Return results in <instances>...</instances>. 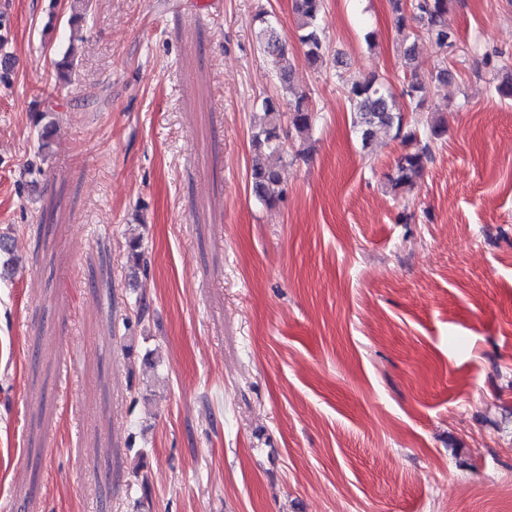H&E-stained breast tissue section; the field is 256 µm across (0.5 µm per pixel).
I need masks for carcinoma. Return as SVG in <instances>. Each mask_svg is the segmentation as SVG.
Segmentation results:
<instances>
[{
	"label": "carcinoma",
	"instance_id": "carcinoma-1",
	"mask_svg": "<svg viewBox=\"0 0 512 512\" xmlns=\"http://www.w3.org/2000/svg\"><path fill=\"white\" fill-rule=\"evenodd\" d=\"M451 0H391L397 31L402 36L403 66L410 72L404 94L414 109L424 104L432 86L446 83L451 76L448 69V48L457 45L458 33L451 26L448 15ZM89 0H70L68 22L76 24L87 20ZM297 16L298 41L305 49L308 67L320 69L329 56L324 28L320 24L325 0H293ZM260 25V48L270 58L279 80L283 97L268 96L262 100V115L252 135L253 158L250 172L251 189L256 200L266 206H275L284 199L282 175L279 166L269 162L273 156L286 153L283 138L305 139L315 122L314 111L307 97L293 88V66L289 47L280 37L272 16L263 11L257 15ZM421 24L423 33L435 45L440 58L432 70L420 75L414 66L412 23ZM77 63L67 51L57 63L56 81L71 82ZM347 100L352 113V124L363 145H368L378 134L395 131L402 137L407 150L396 160L392 173L387 175L392 193L409 192L422 177L428 163L433 161V144L445 134L440 120H417L404 125L402 112L393 105V94L384 81L369 76L351 83Z\"/></svg>",
	"mask_w": 512,
	"mask_h": 512
}]
</instances>
